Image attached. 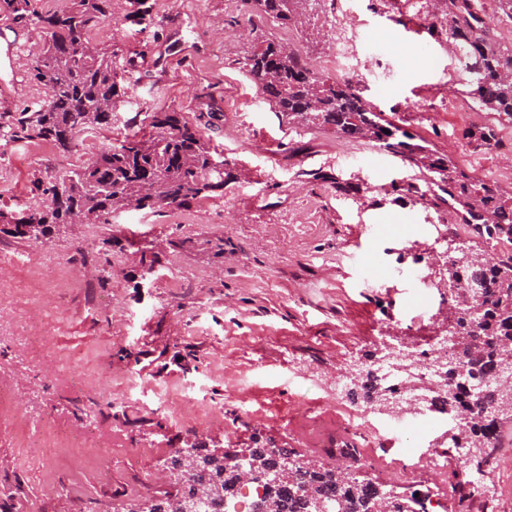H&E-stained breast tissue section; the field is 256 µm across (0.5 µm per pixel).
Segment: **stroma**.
<instances>
[{"mask_svg":"<svg viewBox=\"0 0 512 512\" xmlns=\"http://www.w3.org/2000/svg\"><path fill=\"white\" fill-rule=\"evenodd\" d=\"M434 0H319L302 24L262 23L252 34L241 0H149L152 23L127 20L128 0L92 36L112 45L131 91L111 127L66 151L0 138V206L42 204L36 191L83 165L100 144L149 130L147 113L175 110L243 174L184 209L126 210L111 223L72 224L47 241L0 233V388L16 418L0 420V484L16 512H131L176 493L168 462L195 436L159 403L216 408L208 449L268 443L300 459L342 466L334 441L353 437L364 473L410 494L399 470L429 456L451 429L425 418L389 446L349 423L358 403L331 390L350 363L385 346L440 335L446 288L411 298L440 231L477 246L473 225L447 205L396 185L419 170L333 129L291 128L257 95L242 62L260 38L288 44L320 77L356 90L382 118L460 170L512 194V118L466 94V74ZM49 40L38 25L0 15V113L39 108L31 65ZM352 82V81H351ZM496 125V142L469 133ZM223 243L214 258L207 243ZM47 338L34 358L25 332ZM60 449L42 460L29 435Z\"/></svg>","mask_w":512,"mask_h":512,"instance_id":"stroma-1","label":"stroma"}]
</instances>
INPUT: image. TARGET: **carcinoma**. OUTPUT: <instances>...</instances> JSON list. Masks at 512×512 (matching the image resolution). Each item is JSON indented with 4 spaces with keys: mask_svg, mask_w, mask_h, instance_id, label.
<instances>
[{
    "mask_svg": "<svg viewBox=\"0 0 512 512\" xmlns=\"http://www.w3.org/2000/svg\"><path fill=\"white\" fill-rule=\"evenodd\" d=\"M311 0H244L249 17L279 25L298 24L306 17ZM448 31L458 51V61L470 75L468 96L491 112L512 118V48L487 37V22L478 0H443ZM0 12L18 27L40 24L51 40L34 62L32 77L49 95L38 109L21 112L0 122V136L12 142L50 141L62 150L71 147L82 133H91L112 122V109L128 94L129 87L114 64L112 46L92 42L91 33L112 18V0H71L68 10L42 15L35 0H0ZM244 68L264 102L288 125L306 128L333 127L336 132L364 139L386 150L415 159L428 173L426 188L414 182L399 186L411 197L456 204L463 220L485 225L481 237L497 241L512 236V200L498 189L457 170L447 156L424 153L413 137L382 122L371 105L349 84L330 82L306 66L292 47L270 40L245 59ZM147 138L127 137L101 151L84 165L54 178L41 194L46 204L20 213L0 208V233L19 240L48 238L67 224H81L88 216L102 224L112 214L128 208L151 210L180 208L193 200L224 190L240 174L229 162L224 173L212 167L219 157L198 129L180 112H153ZM448 276L457 283L479 278L484 294L482 313L455 319L461 336L475 342L474 354L464 360L469 378L493 373L502 352L512 347V257L497 262L481 259L477 264H453ZM496 400L465 390L451 397L447 414H462L466 447L483 446L482 462L493 447L487 432L498 428L505 416L493 411ZM194 469L212 489L205 507L224 504L232 489L242 485L235 468L226 463L229 452L217 456L201 441ZM256 468L278 465L275 453L260 448L253 455ZM277 492L261 498L275 505V512H309L308 499L319 496L339 504V512H370L382 497L380 483L362 477L343 476V469L295 467L290 483L276 484Z\"/></svg>",
    "mask_w": 512,
    "mask_h": 512,
    "instance_id": "1",
    "label": "carcinoma"
}]
</instances>
